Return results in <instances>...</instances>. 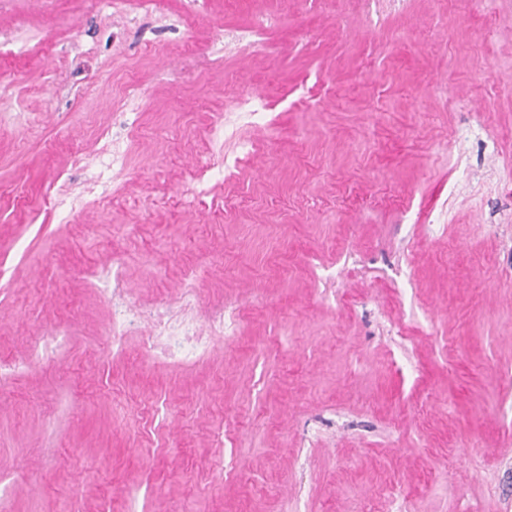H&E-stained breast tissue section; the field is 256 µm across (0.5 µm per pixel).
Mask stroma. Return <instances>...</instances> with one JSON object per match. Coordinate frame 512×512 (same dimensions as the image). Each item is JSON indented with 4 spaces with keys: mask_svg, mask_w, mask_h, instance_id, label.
Instances as JSON below:
<instances>
[{
    "mask_svg": "<svg viewBox=\"0 0 512 512\" xmlns=\"http://www.w3.org/2000/svg\"><path fill=\"white\" fill-rule=\"evenodd\" d=\"M510 166L512 0H0V512H512Z\"/></svg>",
    "mask_w": 512,
    "mask_h": 512,
    "instance_id": "1",
    "label": "stroma"
}]
</instances>
